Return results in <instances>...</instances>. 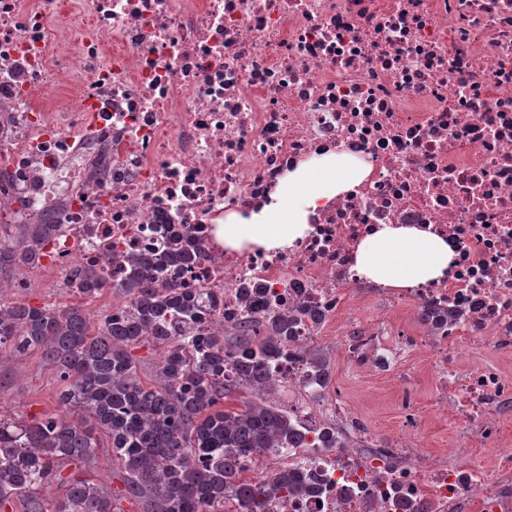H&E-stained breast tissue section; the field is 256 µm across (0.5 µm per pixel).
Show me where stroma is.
Listing matches in <instances>:
<instances>
[{
    "label": "stroma",
    "mask_w": 512,
    "mask_h": 512,
    "mask_svg": "<svg viewBox=\"0 0 512 512\" xmlns=\"http://www.w3.org/2000/svg\"><path fill=\"white\" fill-rule=\"evenodd\" d=\"M317 351L328 361L329 370L355 416L364 418L385 439L404 433L422 440L428 447L447 450L449 460H456V452L449 449L453 432L447 416L429 410L437 395L441 364L431 361L382 378L350 362L332 342H321ZM7 367L10 379L0 386V413L32 417L53 410L58 388L53 366L47 365L40 355L30 354L9 359ZM406 395L418 402L408 418L399 409Z\"/></svg>",
    "instance_id": "obj_1"
}]
</instances>
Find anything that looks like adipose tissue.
I'll use <instances>...</instances> for the list:
<instances>
[{
    "label": "adipose tissue",
    "instance_id": "ef3b65f1",
    "mask_svg": "<svg viewBox=\"0 0 512 512\" xmlns=\"http://www.w3.org/2000/svg\"><path fill=\"white\" fill-rule=\"evenodd\" d=\"M364 177L361 171L327 170L317 178L307 169H297L290 174L287 189L276 191L271 203L217 225V239L231 251L288 249L309 231L310 208ZM452 258L447 242L438 236L415 227L386 225L359 242L355 269L371 281L411 288L443 277Z\"/></svg>",
    "mask_w": 512,
    "mask_h": 512
}]
</instances>
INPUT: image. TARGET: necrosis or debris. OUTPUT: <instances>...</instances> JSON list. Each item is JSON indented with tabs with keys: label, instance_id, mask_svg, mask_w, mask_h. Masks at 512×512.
Wrapping results in <instances>:
<instances>
[{
	"label": "necrosis or debris",
	"instance_id": "4bbe7bcc",
	"mask_svg": "<svg viewBox=\"0 0 512 512\" xmlns=\"http://www.w3.org/2000/svg\"><path fill=\"white\" fill-rule=\"evenodd\" d=\"M328 153L369 167L285 251H225L215 227ZM57 224L16 285H112L126 257L189 242L179 287L214 293L206 328L299 316L271 375L298 437L276 449L299 495L266 512H512V0H0V224ZM445 239L447 275L392 290L357 275L382 225ZM447 313L424 344L343 330L347 358H443L435 407L485 470L381 438L306 352L350 291ZM503 362L461 369L486 348Z\"/></svg>",
	"mask_w": 512,
	"mask_h": 512
}]
</instances>
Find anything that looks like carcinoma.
Instances as JSON below:
<instances>
[{"label":"carcinoma","instance_id":"cac0c4a2","mask_svg":"<svg viewBox=\"0 0 512 512\" xmlns=\"http://www.w3.org/2000/svg\"><path fill=\"white\" fill-rule=\"evenodd\" d=\"M58 224H20L0 235V281L31 263ZM192 254L129 257V274L116 288L122 314L92 321L78 305L0 303V384L4 359L37 353L54 366L60 387L56 409L31 419L0 413V509L18 499L23 512H116L117 497L134 498L144 512H224L241 502L263 512L278 490L299 494L294 472L279 469L251 481L241 459H262L288 442L294 429L270 399L277 385L269 365L288 342L295 316L247 318L208 334L193 349L205 310L191 292L164 278L165 265ZM93 298L110 284L91 267L79 271ZM165 348L155 382L144 383L130 348ZM231 362L235 374L224 375ZM243 394L242 406L224 402ZM110 448L124 489L118 496L98 483L90 464ZM74 472L63 474L66 467ZM56 485L59 497L43 489Z\"/></svg>","mask_w":512,"mask_h":512}]
</instances>
